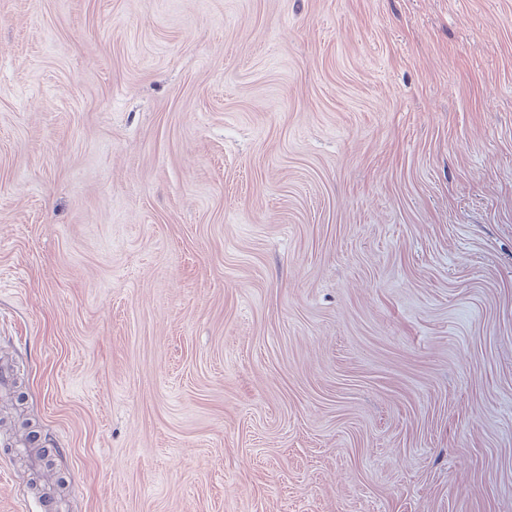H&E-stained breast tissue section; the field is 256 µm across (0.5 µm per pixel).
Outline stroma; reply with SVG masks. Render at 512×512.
Masks as SVG:
<instances>
[{"label":"stroma","instance_id":"35a3bbf8","mask_svg":"<svg viewBox=\"0 0 512 512\" xmlns=\"http://www.w3.org/2000/svg\"><path fill=\"white\" fill-rule=\"evenodd\" d=\"M0 512H512V0H0Z\"/></svg>","mask_w":512,"mask_h":512}]
</instances>
